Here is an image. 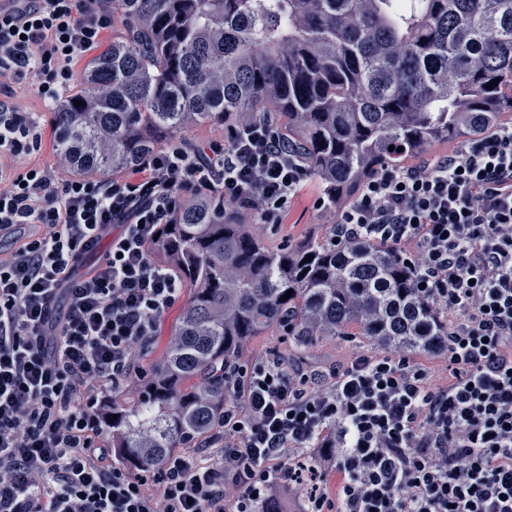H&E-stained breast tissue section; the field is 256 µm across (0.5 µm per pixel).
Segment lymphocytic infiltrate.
<instances>
[{"mask_svg":"<svg viewBox=\"0 0 512 512\" xmlns=\"http://www.w3.org/2000/svg\"><path fill=\"white\" fill-rule=\"evenodd\" d=\"M111 22L94 0H28L0 22V155L42 146L14 85L34 78L54 105ZM308 176L260 119L201 148L173 141L128 178L60 180L40 165L9 176L0 232L35 231L0 257V512H224L230 487L237 512H259L278 483L306 485L308 512H512L511 123L383 165L336 223L337 244L393 249L443 314L447 381L399 351L327 375L276 357L235 364L219 446L135 475L99 445L101 393L130 385L184 291L150 255L161 226L211 192L278 223Z\"/></svg>","mask_w":512,"mask_h":512,"instance_id":"lymphocytic-infiltrate-1","label":"lymphocytic infiltrate"}]
</instances>
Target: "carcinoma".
Returning a JSON list of instances; mask_svg holds the SVG:
<instances>
[{
	"instance_id": "1",
	"label": "carcinoma",
	"mask_w": 512,
	"mask_h": 512,
	"mask_svg": "<svg viewBox=\"0 0 512 512\" xmlns=\"http://www.w3.org/2000/svg\"><path fill=\"white\" fill-rule=\"evenodd\" d=\"M111 2L124 34L53 112L56 157L77 177L117 176L197 124L261 118L296 147L335 215L382 165L480 136L512 109V0ZM151 255L189 297L136 403L98 409L130 467L158 470L220 428L232 401L224 365L271 328L297 352L352 335L442 348L443 320L388 247L272 248L213 193L188 201Z\"/></svg>"
}]
</instances>
